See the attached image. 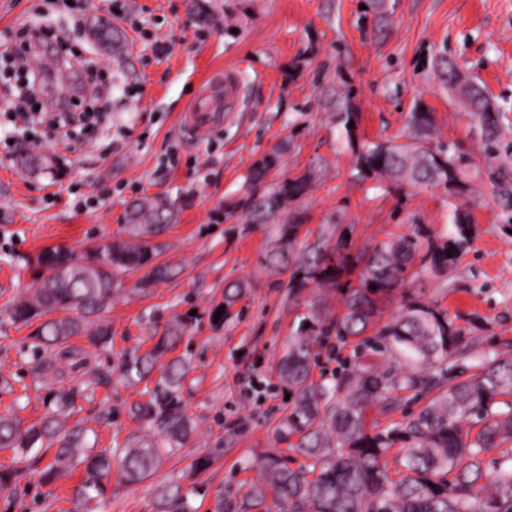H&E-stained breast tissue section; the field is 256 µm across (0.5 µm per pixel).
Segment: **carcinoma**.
Here are the masks:
<instances>
[{
	"instance_id": "cac0c4a2",
	"label": "carcinoma",
	"mask_w": 512,
	"mask_h": 512,
	"mask_svg": "<svg viewBox=\"0 0 512 512\" xmlns=\"http://www.w3.org/2000/svg\"><path fill=\"white\" fill-rule=\"evenodd\" d=\"M94 36L106 46L115 35L110 23L98 17L91 24ZM466 107L477 114L488 135L496 133L494 112L483 92L472 87ZM351 94L340 103L337 118L351 132ZM433 119L429 112L412 115V132L404 141L366 145L355 152V170L361 179L379 178L389 184L414 188L454 186L460 172L453 156L432 142ZM289 142L270 148L250 167L242 194L224 205L217 218L237 224H271L266 266L273 273L291 269L288 296L298 299L311 285L318 288L296 336L281 359V382L292 394L293 407L279 426L289 450L304 462L291 466L292 458L270 457L262 479L249 486L242 498L228 506L215 499L214 512L228 507L234 512H254L267 499L283 505L285 512H512V343L477 354L461 335L448 311L438 305L408 299L399 311L383 319L381 304L424 269L451 268L472 237V225L456 215L454 231L440 244L419 229L394 234L376 244L363 257L357 278L349 257L348 239L339 225H321L312 239L299 241L297 230L305 215L299 202L325 176L323 162L308 166L294 177H278L284 167ZM183 199L141 197L125 209L130 239L106 242L95 248L105 267L88 276L80 259L64 249L43 251L44 276L32 295L17 302L11 317L27 323L47 313L60 317L39 326L37 336L55 346L82 332L102 350L112 342L108 326L88 329L72 313H95L112 299L120 286L119 275L144 271L134 289L146 291L174 276L173 269L157 263L158 247L151 236L175 219ZM377 289H372V286ZM235 282L225 286L224 301L209 309L230 310L243 291ZM342 295V312H332L329 298ZM190 321L171 323L155 347L125 362L121 378L138 384L157 361L175 348ZM373 332L396 362L384 365L368 356L340 366L328 380L312 376L314 349L334 336L339 340ZM149 390L148 434L125 448H97L88 441V430L78 424L64 428L61 417L76 410L89 385L72 387L55 396V408L37 424L21 428L13 417L0 416V447L14 449L21 458L36 448L56 447L53 458L40 470L49 484L67 469L82 468L77 491L80 507L105 504L104 495L117 466L131 483L148 479L161 466L163 455L184 444L193 431L182 407L181 388L191 371L186 356L169 359ZM413 392L428 398L417 412L406 414L384 429L368 427L365 409L377 404L394 412ZM477 416L478 431L466 424ZM402 444L395 454L390 451ZM501 449L494 477L487 474L484 453ZM156 512H194L187 495L177 485L157 490Z\"/></svg>"
}]
</instances>
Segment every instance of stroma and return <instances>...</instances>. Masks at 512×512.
Returning a JSON list of instances; mask_svg holds the SVG:
<instances>
[{
    "mask_svg": "<svg viewBox=\"0 0 512 512\" xmlns=\"http://www.w3.org/2000/svg\"><path fill=\"white\" fill-rule=\"evenodd\" d=\"M0 0V32L33 12L84 49L112 90L104 122L62 142L47 126L22 124L0 112V416L39 421L60 389L111 373L109 386L78 401L74 419L103 448L138 437L146 385L119 374L131 355L147 352L176 318L194 314L178 343L193 370L182 401L195 430L156 473L137 484L112 480L104 512H154L158 486L179 483L197 512L216 497L236 499L261 477L265 457L285 453L277 426L293 406L277 364L310 294L291 301L289 273L262 264L268 226L216 222L215 212L240 193L248 168L289 138L286 170L315 160L326 179L304 198L308 228L327 221L352 226V257L388 233L417 227L447 236L461 211L476 226L456 264L421 271L385 304L397 312L404 295L440 303L475 352L512 341V206L500 195L512 181V0ZM204 9L208 23L194 14ZM109 19L119 51L88 34L94 16ZM447 58L482 86L498 107V136L436 77ZM233 69L241 93L220 126L194 135L179 115L211 74ZM354 91L356 141H384L406 131L411 112H433L436 144L448 147L461 173L459 190L416 189L357 180L354 155L329 99ZM36 148L57 159L53 173L18 162ZM186 196L176 224L156 238L159 261L176 275L148 293H132L133 277L91 324L112 330L107 350L79 335L43 350L39 320L12 324L9 308L37 288L39 255L62 247L82 254L126 239V204L144 195ZM247 288L221 327L208 310L224 286ZM79 473L45 486L29 472L15 492H0V512H75Z\"/></svg>",
    "mask_w": 512,
    "mask_h": 512,
    "instance_id": "35a3bbf8",
    "label": "stroma"
}]
</instances>
